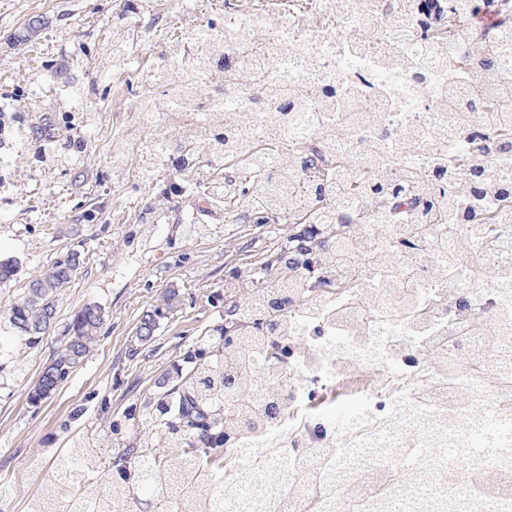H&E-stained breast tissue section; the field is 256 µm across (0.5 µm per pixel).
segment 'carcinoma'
I'll return each instance as SVG.
<instances>
[{"label":"carcinoma","instance_id":"1","mask_svg":"<svg viewBox=\"0 0 512 512\" xmlns=\"http://www.w3.org/2000/svg\"><path fill=\"white\" fill-rule=\"evenodd\" d=\"M476 0H451L449 18L442 24H423L424 37L448 56V66L458 63L455 37L458 29L470 33L476 67L488 77L497 75L499 58L497 34L501 27L512 28V3L498 7L499 23L472 24ZM215 34L207 36L205 56L189 52L197 32L179 35L164 43L159 55L179 72L178 79L155 93L140 94L139 112L147 116L160 112L191 113L195 108V81L198 70L206 67L218 73L215 84L226 91L260 87L273 104L265 116L263 144L255 148L253 138L239 131L238 116L227 112L224 102L215 100L199 123L181 125L180 140L166 156L175 180L152 187L153 201L145 208L142 223L166 218L165 205L179 192L180 182L201 169V159L215 155L224 160V169L242 187L238 198L221 197L215 205L229 217L242 201L257 213H272L288 201V223L295 225L280 246L268 252L257 267L264 278L279 286L301 279L307 291L287 309L271 303V288L257 291L253 300L239 306L231 291L224 292V311L213 328L187 346L182 358L154 382L150 395L131 404L125 420L133 429L152 427L162 433L166 448L156 447L151 436H134L122 448L75 438L68 448L43 449L42 455L54 460V467L43 473L41 492L28 504V512H134L142 493L151 496V512H224V444L238 439L255 441L275 425L288 428V409L282 403L278 347L285 337L288 320L299 310L318 301L319 293L331 285L364 289L377 277L390 278L391 252L402 253L404 280L392 287L408 288L406 280L417 262L418 247L429 241L435 249L448 250V240L463 227L477 232L487 247L501 244L500 224L465 205L477 201L512 203V81L465 84L451 80L436 102V109L448 114V135L461 147L440 154L435 166L442 173L437 183L426 180L420 170L408 169L401 180L385 181L343 176L344 158L339 144L355 137L358 126L368 129L357 148L363 159L379 160L385 143L379 130L377 112H359L355 121L340 118L342 102L358 94V88L339 89L336 79L322 86L318 112L321 137L315 148H298L275 153L288 112L309 105L304 88L284 78L268 83L267 64L271 49L248 40L236 25L213 23ZM130 31L122 21L112 25V35L98 46L96 67L103 71L120 59L127 48ZM371 38L380 43V62L388 67L413 71L418 59L402 56L384 31L374 29ZM231 44L237 56L224 59V46ZM32 163L63 171L73 166L87 150L77 139L65 150L42 142L24 140ZM495 157L504 176L491 179L485 174V160ZM154 144L143 143L135 154L137 170L152 175L162 164ZM357 224H382L390 234L382 247L374 250L372 264L359 263L362 241L355 235ZM81 253L69 250L59 254L50 266L31 279L25 295L9 309L0 326V373L10 367L21 371L28 351L37 348L48 331L56 326L59 294L78 275ZM474 276L490 281L507 279L512 273L501 267L472 269ZM180 304L178 292L166 295L165 307L146 312L140 324L151 329L135 339L149 342L159 329L165 312ZM105 311L96 304L77 310L59 331V346L52 362L29 393L38 403L54 394L83 364L96 346ZM468 326L491 345H501L499 330L471 319ZM326 465L312 470L298 462L282 478L286 483H305L325 473ZM101 470L108 481L88 494L77 496L73 487ZM512 482V473H487L482 488L492 493ZM286 498L264 501L252 512H288Z\"/></svg>","mask_w":512,"mask_h":512}]
</instances>
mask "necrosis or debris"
I'll use <instances>...</instances> for the list:
<instances>
[{
  "label": "necrosis or debris",
  "mask_w": 512,
  "mask_h": 512,
  "mask_svg": "<svg viewBox=\"0 0 512 512\" xmlns=\"http://www.w3.org/2000/svg\"><path fill=\"white\" fill-rule=\"evenodd\" d=\"M242 0H224L225 20L240 24L250 37L273 46L276 54L268 78L287 77L317 88L328 80L358 86L373 111L383 116L387 138V165L377 174L394 176L407 168L431 169L435 153L456 150L439 122L435 98L448 82V60L417 34L418 19L443 22L448 0H413L415 12L395 40L400 52L415 56L421 70L410 73L379 63V48L367 37L369 28H384L387 16L378 0H340L330 10L329 0H313L309 14L296 11L254 15ZM321 60L315 72L300 62L304 53ZM419 133L418 152H399L401 138ZM503 244L484 247L480 237L463 232L449 240V252L459 255L468 270L453 277L441 274L443 258L429 252L416 271L412 295L419 303L436 306L438 298H464L472 314L499 321L512 313V278L492 284L471 275L476 266L494 265L512 270V224H506ZM385 280L372 292L343 296L340 290L323 293L317 311L291 320L288 335V391L286 403L293 419L287 429L271 428L260 444L228 449L238 476L224 497V512H242L244 503L274 486L273 478L295 462L303 449L336 450V463L325 483L287 488L292 512H512V486L497 494L477 491L473 475L491 470L512 471V435L501 438L498 451L474 450L471 441L497 421L512 420L504 410V394L492 377L512 371V359L499 360L478 336H464L448 350L463 359L469 353L486 354L487 375L473 378L459 369L451 384H442L433 368L436 338L445 335L454 313L443 310L416 325L405 311L379 300ZM363 375L368 379L359 396L363 418L342 431L330 421L302 413L310 392L326 382ZM471 454L470 477L453 472L460 452ZM372 471L386 475L382 487L364 485L357 496L344 494L347 481Z\"/></svg>",
  "instance_id": "necrosis-or-debris-1"
}]
</instances>
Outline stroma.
<instances>
[{
	"instance_id": "stroma-1",
	"label": "stroma",
	"mask_w": 512,
	"mask_h": 512,
	"mask_svg": "<svg viewBox=\"0 0 512 512\" xmlns=\"http://www.w3.org/2000/svg\"><path fill=\"white\" fill-rule=\"evenodd\" d=\"M123 0H0V259L19 263L16 280L0 287V314L57 254L81 251L83 267L58 298L59 323L83 305L102 307L99 341L51 397L32 404L29 393L59 345L52 330L30 351L23 374L0 379V512H27L41 475L30 461L43 448L84 437L121 446L109 431L125 409L149 396L155 377L183 348L212 327L224 309L226 284L246 287L249 252L269 245L264 224H228L197 197L173 199L168 221L151 240L140 235L143 180L112 181V142L136 121L140 91L151 82L160 44L181 32L224 19V0H146L131 60L107 78L94 66V48L112 32ZM39 33L10 39L31 19ZM80 71L96 86L85 113L69 98L68 76ZM52 129L59 139L82 136L89 147L67 174L28 163L16 137L20 125ZM205 223L207 236L186 238L177 221ZM179 310L161 320L154 339L135 347L143 314L163 305L168 291Z\"/></svg>"
}]
</instances>
